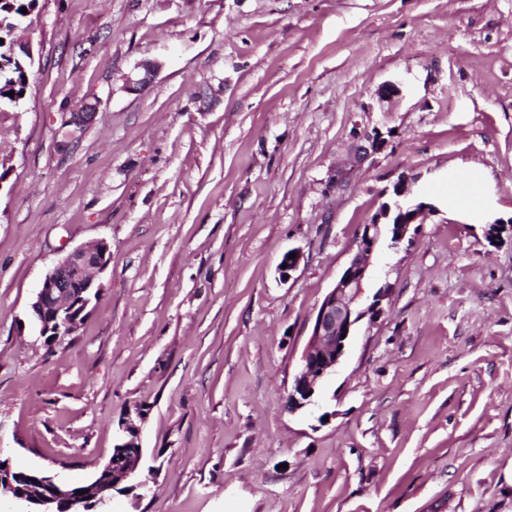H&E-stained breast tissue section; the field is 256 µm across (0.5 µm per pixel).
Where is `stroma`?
<instances>
[{"label": "stroma", "instance_id": "stroma-1", "mask_svg": "<svg viewBox=\"0 0 512 512\" xmlns=\"http://www.w3.org/2000/svg\"><path fill=\"white\" fill-rule=\"evenodd\" d=\"M24 28L28 83L0 102V456L83 482L130 420L143 457L110 512H512V229L485 238L512 220V0H38ZM471 169L478 218L444 200ZM404 179L437 211L382 241L380 313L289 412L317 309ZM101 239L99 301L45 346L40 283ZM384 143V138L378 129L374 130V134L362 137H354L349 152L355 162L366 159L372 153L378 151Z\"/></svg>", "mask_w": 512, "mask_h": 512}]
</instances>
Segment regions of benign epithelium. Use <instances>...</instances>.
<instances>
[{
    "label": "benign epithelium",
    "mask_w": 512,
    "mask_h": 512,
    "mask_svg": "<svg viewBox=\"0 0 512 512\" xmlns=\"http://www.w3.org/2000/svg\"><path fill=\"white\" fill-rule=\"evenodd\" d=\"M155 71L154 65L144 66L142 73L126 78L125 88L135 90L148 84ZM96 111V105L89 104L82 111L71 113L66 124L73 131H79ZM383 143L384 138L376 129L372 135L355 137L349 152L354 161L360 162L378 151ZM395 207L400 217L391 228L393 248L405 240L410 227L418 223L425 212L437 211L424 201L397 202ZM381 236V223L362 225L350 261L318 307L288 394L289 411L296 412L314 403L322 382L335 373L354 325L374 312L389 291L387 287L380 289L374 302L361 308L363 283ZM108 252L109 246L103 240L92 246L77 247L45 275L31 304L42 335L54 340L77 329L88 306L101 294L102 288L96 285L95 276L105 270ZM142 454L143 449L137 443V427L127 423L122 425V434L110 457L88 483L64 485L36 469L37 480L32 489L26 485L27 473L15 470L10 461L0 459V503L18 507L20 512H108L113 489L133 478ZM79 490L85 494H77Z\"/></svg>",
    "instance_id": "1"
}]
</instances>
